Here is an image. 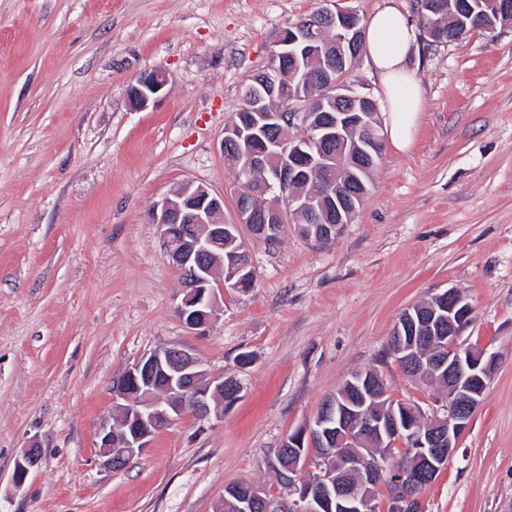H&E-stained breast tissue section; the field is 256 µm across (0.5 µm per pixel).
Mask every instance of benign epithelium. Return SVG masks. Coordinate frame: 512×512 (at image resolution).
<instances>
[{"instance_id": "obj_1", "label": "benign epithelium", "mask_w": 512, "mask_h": 512, "mask_svg": "<svg viewBox=\"0 0 512 512\" xmlns=\"http://www.w3.org/2000/svg\"><path fill=\"white\" fill-rule=\"evenodd\" d=\"M336 29V53L324 49L321 33ZM365 27L356 10L346 7H322L311 15L291 23L279 41L275 55L281 65L259 74L253 79L249 92L250 108L246 118L231 119L224 129L223 143L252 145L260 143L263 150L248 151L242 169L245 176L256 170L264 174L265 193L273 196L268 208L260 212L251 201L240 200L237 223L224 224V197L212 194L206 187L185 181L178 189L153 203L149 210L152 223L160 229L167 254L183 279V297L176 312L191 331H208L218 311V292L224 290V269H229V281L234 287L242 286L244 272L251 267L249 253L234 252L224 257V234L238 225L247 226L257 240L271 241L277 235L275 224L293 212L313 223L306 239L326 244L336 238L339 230L349 223L361 193L348 183L329 180L318 182L311 192L303 196L296 186L308 181L309 173L329 170L336 163L332 146L338 144L347 150L345 167L352 178L367 167L374 156L381 153L383 137L377 117L378 104L372 97L357 94L339 85L334 78L336 64L363 53ZM313 56L323 59L317 82L325 94L336 93V111L320 115L318 97L303 95V83L287 85L288 76L303 72V63ZM168 85L166 75L150 71L137 85L128 89L127 96L133 107L143 109L165 96ZM288 95L292 104L290 113L272 112L271 103ZM300 122L304 128L298 140L274 139L271 130L281 122ZM355 128L360 141L346 144L345 132ZM448 301V355L435 359L438 370L448 369V386L439 399L446 414L433 411L427 428L412 420L413 405L399 403L397 411L387 416L358 414L359 402L379 400L387 395L376 383L356 374L350 381L356 399L350 402L347 414L335 416L336 402L325 406L324 414L305 427L310 445L320 446L324 457L344 458L349 472L357 477L350 488L336 481L335 471L323 469L314 478L302 477L306 463L293 455L284 465L291 491L285 499L268 498L256 488L253 494L242 498L237 512H253L254 504H262L263 512H320V507L334 500L340 512H367V487L380 480L379 472L369 467L357 454H348L340 443L344 434L380 442L395 439L411 448H427L421 461L423 471L438 475L448 463L451 450L460 439L481 405L491 375L496 369L498 354L486 346L465 345L460 342L463 329L472 316L473 307L462 292L449 288L436 295ZM439 324L436 314L418 315L407 331L397 329L394 353L408 364L411 377L423 378V369L417 364L416 351L424 343H434ZM164 380L156 390L155 382ZM144 392L151 396L145 403H132L133 395ZM224 391L222 376L203 368L201 362L186 349L172 345L137 361L112 381L113 396L126 402L119 420L99 425L97 437L101 448L102 465L114 472L125 469L147 446L149 438L182 419L186 407L196 410L199 417L215 414L224 416V405L218 402ZM41 456L38 444L32 443L16 457L11 482L16 489L24 487ZM387 512H424L421 492L413 491V484L396 477L384 492Z\"/></svg>"}]
</instances>
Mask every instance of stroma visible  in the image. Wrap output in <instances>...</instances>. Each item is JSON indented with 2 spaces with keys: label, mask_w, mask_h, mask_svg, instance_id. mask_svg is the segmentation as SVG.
Listing matches in <instances>:
<instances>
[{
  "label": "stroma",
  "mask_w": 512,
  "mask_h": 512,
  "mask_svg": "<svg viewBox=\"0 0 512 512\" xmlns=\"http://www.w3.org/2000/svg\"><path fill=\"white\" fill-rule=\"evenodd\" d=\"M319 5L0 0V512H216L238 482L282 493L266 459L352 373L377 370L392 398L434 408L437 391L383 356L401 312L449 288L474 306L462 342L499 361L424 510L512 512V26L418 35L414 145L385 146L352 222L325 246L291 224L271 245L241 228L252 286L219 294L206 334L176 313L181 274L149 209L193 181L236 223L224 125L282 30ZM154 70L166 96L133 108L128 88ZM172 344L237 377L239 398L104 468L113 377ZM34 441L39 465L14 489ZM40 449L38 444L31 443L16 457L11 476V482L14 488L21 489L24 487L30 472L37 467L40 461Z\"/></svg>",
  "instance_id": "1"
}]
</instances>
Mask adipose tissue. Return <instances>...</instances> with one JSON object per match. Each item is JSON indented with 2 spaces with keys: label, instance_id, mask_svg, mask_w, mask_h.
<instances>
[{
  "label": "adipose tissue",
  "instance_id": "adipose-tissue-1",
  "mask_svg": "<svg viewBox=\"0 0 512 512\" xmlns=\"http://www.w3.org/2000/svg\"><path fill=\"white\" fill-rule=\"evenodd\" d=\"M414 42L413 25L394 6L377 12L365 33L368 54L384 90L385 127L392 145L400 151L411 147L423 113L420 88L407 66Z\"/></svg>",
  "mask_w": 512,
  "mask_h": 512
}]
</instances>
